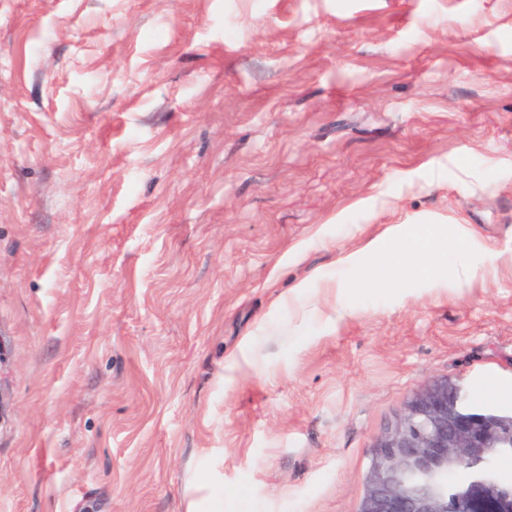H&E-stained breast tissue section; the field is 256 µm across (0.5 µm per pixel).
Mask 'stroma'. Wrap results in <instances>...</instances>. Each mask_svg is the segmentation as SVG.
<instances>
[{
  "label": "stroma",
  "instance_id": "1",
  "mask_svg": "<svg viewBox=\"0 0 512 512\" xmlns=\"http://www.w3.org/2000/svg\"><path fill=\"white\" fill-rule=\"evenodd\" d=\"M433 379L512 409V0H0V512H357ZM409 233V227L405 224L389 225L385 231L376 238L370 239L359 250L356 255H350L344 258L345 264H359L362 261L374 260L383 251L384 246L393 241L404 239ZM434 262L440 268V273L433 277L435 282L448 283V274L449 278L457 284L466 282L474 276V270L465 262H459L449 272L448 265L441 256H437ZM308 289L303 287V284H296L288 290V295L279 296L273 301V306L276 308H284L288 302V308L292 304H298L300 312V319L302 321L311 313L318 309V301L308 295Z\"/></svg>",
  "mask_w": 512,
  "mask_h": 512
}]
</instances>
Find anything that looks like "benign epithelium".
Instances as JSON below:
<instances>
[{
    "mask_svg": "<svg viewBox=\"0 0 512 512\" xmlns=\"http://www.w3.org/2000/svg\"><path fill=\"white\" fill-rule=\"evenodd\" d=\"M459 391L435 379L409 397L370 447L358 512H512L511 484H448L455 470L512 447V417L471 411Z\"/></svg>",
    "mask_w": 512,
    "mask_h": 512,
    "instance_id": "7a95c632",
    "label": "benign epithelium"
}]
</instances>
